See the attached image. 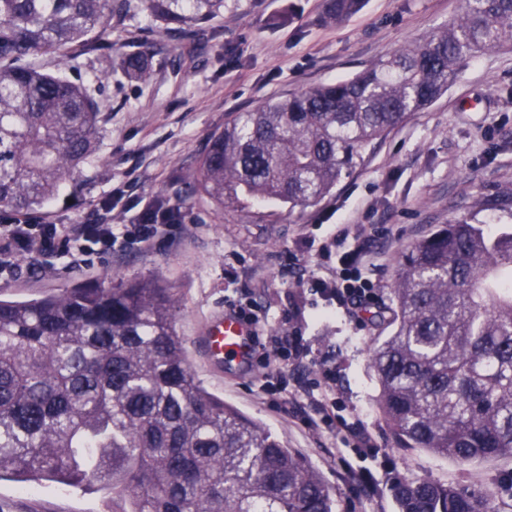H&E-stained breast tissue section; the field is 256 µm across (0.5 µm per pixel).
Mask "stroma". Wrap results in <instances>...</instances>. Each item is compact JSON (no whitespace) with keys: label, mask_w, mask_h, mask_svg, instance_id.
I'll use <instances>...</instances> for the list:
<instances>
[{"label":"stroma","mask_w":512,"mask_h":512,"mask_svg":"<svg viewBox=\"0 0 512 512\" xmlns=\"http://www.w3.org/2000/svg\"><path fill=\"white\" fill-rule=\"evenodd\" d=\"M462 7L463 0H363L334 23L325 0H224L223 13L203 29L163 37L144 0H132L126 16L113 18L101 54L73 53L82 76L99 79L97 154L30 217L91 224L106 201L116 224L149 207L178 208L180 229L152 250L129 245L88 266L18 257L16 272L0 274V297L25 301L112 279L159 278L181 299L177 329L196 376L301 455L324 479L336 512H397L394 485L414 479L487 494L494 512H512V457L462 466L397 446L369 367L383 332L370 315H348L313 290L314 276L336 266L322 248L342 224L377 229L370 252L378 309L390 304L403 256L436 230L470 216L494 232L512 228V215L478 206L512 192V47L468 59L442 97L369 146L317 205L254 200L220 209L195 193L208 138L234 113L348 78L447 26ZM131 51L149 57L150 81L121 76ZM234 303L268 316L278 335L298 338L299 355L282 358L270 344L247 363L207 364L196 338ZM326 374L336 396L331 424L306 426L298 398ZM265 375L277 394L260 392ZM347 421L373 437L365 462L372 488L343 479L335 439ZM107 500L92 488L0 481V512H107Z\"/></svg>","instance_id":"35a3bbf8"}]
</instances>
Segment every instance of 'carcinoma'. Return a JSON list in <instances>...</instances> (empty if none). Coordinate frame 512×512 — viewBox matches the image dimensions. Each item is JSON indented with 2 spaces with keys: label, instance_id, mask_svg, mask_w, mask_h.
<instances>
[{
  "label": "carcinoma",
  "instance_id": "1",
  "mask_svg": "<svg viewBox=\"0 0 512 512\" xmlns=\"http://www.w3.org/2000/svg\"><path fill=\"white\" fill-rule=\"evenodd\" d=\"M361 0H326L331 21ZM131 0H0V209L55 198L95 155V80L48 73ZM161 25L192 26L224 0H145ZM512 44V0H465L458 20L352 78L238 112L211 134L196 191L309 207L373 141L445 94L461 63ZM125 76L148 82L130 52ZM175 291L155 279L0 299V480L99 485L112 512H335L324 481L264 426L196 378L176 330ZM390 334L370 355L376 404L402 448L458 464L512 456V231L460 220L398 265ZM398 512H491L485 496L425 480L397 484Z\"/></svg>",
  "mask_w": 512,
  "mask_h": 512
}]
</instances>
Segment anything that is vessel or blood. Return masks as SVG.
<instances>
[{
  "mask_svg": "<svg viewBox=\"0 0 512 512\" xmlns=\"http://www.w3.org/2000/svg\"><path fill=\"white\" fill-rule=\"evenodd\" d=\"M207 362L214 366L229 360H244L251 346L250 328L235 315L212 318L199 338Z\"/></svg>",
  "mask_w": 512,
  "mask_h": 512,
  "instance_id": "1",
  "label": "vessel or blood"
}]
</instances>
